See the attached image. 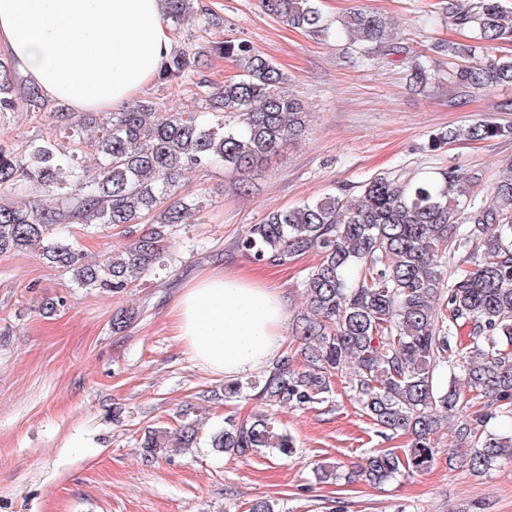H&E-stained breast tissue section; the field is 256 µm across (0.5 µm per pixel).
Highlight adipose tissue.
Returning a JSON list of instances; mask_svg holds the SVG:
<instances>
[{
	"label": "adipose tissue",
	"instance_id": "adipose-tissue-1",
	"mask_svg": "<svg viewBox=\"0 0 512 512\" xmlns=\"http://www.w3.org/2000/svg\"><path fill=\"white\" fill-rule=\"evenodd\" d=\"M0 46L47 98L104 112L159 74L171 36L163 0H0ZM172 318L192 359L232 378L280 351L287 306L252 274L215 272L182 290Z\"/></svg>",
	"mask_w": 512,
	"mask_h": 512
}]
</instances>
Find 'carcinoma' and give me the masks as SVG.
I'll return each instance as SVG.
<instances>
[{
  "mask_svg": "<svg viewBox=\"0 0 512 512\" xmlns=\"http://www.w3.org/2000/svg\"><path fill=\"white\" fill-rule=\"evenodd\" d=\"M165 14L180 31L198 16V0H164ZM317 0H261L270 16L312 32L327 29ZM451 24L476 33L490 51L481 65L451 67L445 76L429 57L406 55L394 23L380 12L352 9L336 20L357 45L360 62L382 51L405 56L409 80L425 89L445 81L461 93L512 84V55L495 54L512 43V9L503 0L448 2ZM229 59L235 74L218 85L198 77L202 57ZM159 77L189 83L204 111L160 112L141 100L100 119L63 126L57 138L29 142L23 153L0 144V194L37 183L52 197L0 203V255L32 251L48 266L71 274L77 286L119 293L164 264V242L175 227L202 211L199 198L183 195V174L221 164L231 173L252 171L284 143L304 133L305 104L288 89L290 79L246 40H222L206 50L174 51ZM23 104L29 112H60L35 85L17 95L15 64L0 58V112ZM94 129L96 167L80 161ZM512 135V125L479 121L450 127L432 146ZM479 178L450 166L431 175L400 180L378 173L356 195L327 194L287 210H273L248 225L237 246L258 262L283 264L310 251L319 254L304 288L309 311L300 314L295 355L278 358L260 379L224 385V397L245 389L269 406L321 403L338 377L348 396L384 436L408 434L410 446L369 455L346 477L384 484L423 473L440 453L438 433L451 425L456 441L471 447L468 467L483 472L512 456V433L488 428L512 417V164L495 181L491 201L474 193ZM62 224L122 226L137 238L96 261L57 233ZM462 372V383L442 375ZM487 399L484 412L463 404ZM200 435L185 423L174 436L145 433L141 447L153 456L171 444L194 448ZM208 447L237 456L263 449L283 456L294 441L262 411L224 428Z\"/></svg>",
  "mask_w": 512,
  "mask_h": 512,
  "instance_id": "obj_1",
  "label": "carcinoma"
}]
</instances>
